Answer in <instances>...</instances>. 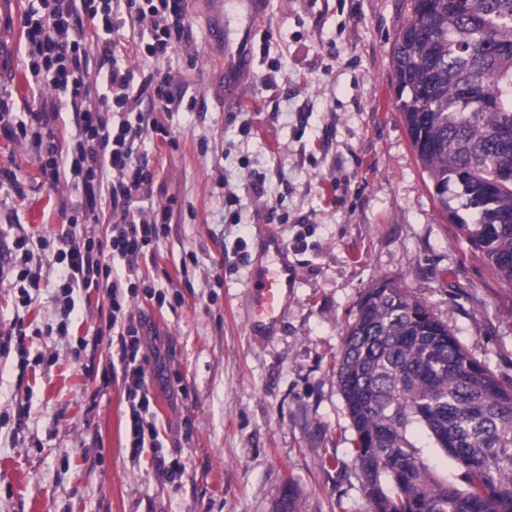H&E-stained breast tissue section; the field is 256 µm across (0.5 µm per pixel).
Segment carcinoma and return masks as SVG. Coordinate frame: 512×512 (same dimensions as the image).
<instances>
[{
  "label": "carcinoma",
  "instance_id": "1",
  "mask_svg": "<svg viewBox=\"0 0 512 512\" xmlns=\"http://www.w3.org/2000/svg\"><path fill=\"white\" fill-rule=\"evenodd\" d=\"M393 48L396 107L448 219L512 283V0H410ZM460 200V208L450 199ZM334 374L373 512H512V388L406 289L358 303ZM445 455L436 475L414 432ZM299 492L275 512H299Z\"/></svg>",
  "mask_w": 512,
  "mask_h": 512
}]
</instances>
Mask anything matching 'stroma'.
Wrapping results in <instances>:
<instances>
[{
    "label": "stroma",
    "instance_id": "35a3bbf8",
    "mask_svg": "<svg viewBox=\"0 0 512 512\" xmlns=\"http://www.w3.org/2000/svg\"><path fill=\"white\" fill-rule=\"evenodd\" d=\"M255 26V76L224 106V47L199 0L188 42L164 59L129 56L136 83L171 71L189 101L157 118L141 152L156 173L153 206L172 215L139 274L165 307L130 298L144 319L146 382L161 456L181 479L133 457L121 378L103 385L108 351H83L105 324L103 291L73 295L61 319L57 260L73 197L40 185L32 141L0 136V336L24 335L27 356L0 354V512H273L294 479L300 512H371L351 461L354 430L332 373L362 294L387 280L408 289L503 384L512 387V285L497 281L441 212L395 103L392 51L410 0H269ZM0 0V68L18 110L33 104L21 17ZM145 108L155 95L147 89ZM264 179L255 194L251 183ZM42 237L40 290L21 303L19 230ZM297 269L272 335L253 336L249 280L264 233Z\"/></svg>",
    "mask_w": 512,
    "mask_h": 512
}]
</instances>
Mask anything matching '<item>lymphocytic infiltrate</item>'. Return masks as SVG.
I'll return each mask as SVG.
<instances>
[{"label": "lymphocytic infiltrate", "mask_w": 512, "mask_h": 512, "mask_svg": "<svg viewBox=\"0 0 512 512\" xmlns=\"http://www.w3.org/2000/svg\"><path fill=\"white\" fill-rule=\"evenodd\" d=\"M185 8L184 0H37L22 16L26 70L32 90L50 87L57 97L40 101L27 119L19 120L11 93L0 88V136L10 141L32 138L44 183L54 187L66 177L77 194L62 235L65 248L58 254L68 268L61 292L68 300L80 289L107 290V329L117 338L118 366L106 369L102 382L110 384L118 373L127 384V436L137 457L161 443L141 354L143 320L128 308V297L136 289L124 285L111 261H124L125 273L136 274L140 256L157 239L171 209L148 214L130 210L133 200L152 198L155 178L134 144L161 125L152 111L143 109L127 58L133 54L157 59L173 52L190 35ZM87 20L100 32L93 46L83 37ZM144 21L149 24L148 39L131 47L115 40V33ZM94 54L109 63L96 84L89 75ZM94 96L99 103L93 107L89 100ZM67 105L77 114L78 130L64 145L58 137V119ZM106 199L112 204L109 243L79 238V221L96 218Z\"/></svg>", "instance_id": "obj_1"}]
</instances>
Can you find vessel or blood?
I'll return each instance as SVG.
<instances>
[{"label": "vessel or blood", "instance_id": "1", "mask_svg": "<svg viewBox=\"0 0 512 512\" xmlns=\"http://www.w3.org/2000/svg\"><path fill=\"white\" fill-rule=\"evenodd\" d=\"M212 35L224 44V85L239 95L243 79L252 72L249 42L256 22L266 13L267 0H212ZM286 245L278 237L261 241L268 264H256L250 290V318L253 327H271L284 314L288 291L297 278L286 258Z\"/></svg>", "mask_w": 512, "mask_h": 512}]
</instances>
